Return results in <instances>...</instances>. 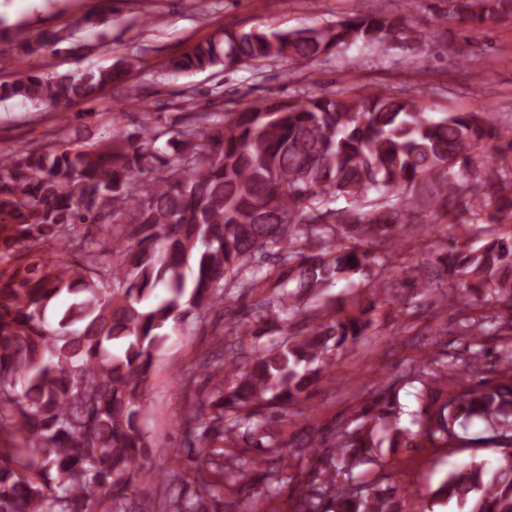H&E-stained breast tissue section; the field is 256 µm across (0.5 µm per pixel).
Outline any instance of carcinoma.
Masks as SVG:
<instances>
[{
	"label": "carcinoma",
	"mask_w": 512,
	"mask_h": 512,
	"mask_svg": "<svg viewBox=\"0 0 512 512\" xmlns=\"http://www.w3.org/2000/svg\"><path fill=\"white\" fill-rule=\"evenodd\" d=\"M441 20L464 29L512 22V0H448ZM430 34L399 13L351 14L334 25L227 32L172 62L174 73L312 64L333 47L422 50ZM119 64L54 75L34 58L0 82V99L68 108L124 81ZM165 140L176 157L163 154ZM491 143L488 159L474 155ZM348 207H333L339 199ZM413 224L461 229L434 263L413 268L436 299L489 290L490 319L464 318L477 343L505 336L496 359L485 346L456 363L424 354L422 407L401 426L394 384L357 410L358 424L325 445L326 463L295 512H404L393 484L356 488L353 470L388 447L470 448L477 418L493 461L455 464L422 512H512V124L491 112L437 116L418 97L375 88L311 92L254 102L183 126L114 130L88 148H47L0 158V512H124V492L182 479L187 498L159 512H222L224 445L261 436L281 455L268 423L303 403L336 352L366 332L382 302L407 305L393 287L395 246ZM483 237L477 249L470 237ZM361 275L383 291L357 315L336 316L328 294ZM262 299L236 325L283 317L271 348L209 362L217 397L182 417L185 462L145 463L141 389L168 331L206 323L242 280Z\"/></svg>",
	"instance_id": "carcinoma-1"
}]
</instances>
